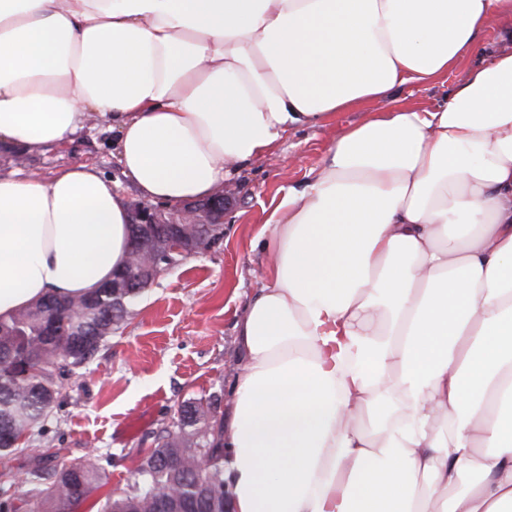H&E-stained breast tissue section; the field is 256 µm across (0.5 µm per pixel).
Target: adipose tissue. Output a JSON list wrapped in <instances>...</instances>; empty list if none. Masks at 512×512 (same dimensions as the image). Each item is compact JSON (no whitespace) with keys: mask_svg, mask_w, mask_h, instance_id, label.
<instances>
[{"mask_svg":"<svg viewBox=\"0 0 512 512\" xmlns=\"http://www.w3.org/2000/svg\"><path fill=\"white\" fill-rule=\"evenodd\" d=\"M501 20L512 0H0V144L111 123L123 174L169 207L373 106L258 237L235 512H512V51L434 109L390 105ZM130 241L96 166L0 175V319L92 293Z\"/></svg>","mask_w":512,"mask_h":512,"instance_id":"ef3b65f1","label":"adipose tissue"}]
</instances>
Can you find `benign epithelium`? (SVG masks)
<instances>
[{
	"label": "benign epithelium",
	"mask_w": 512,
	"mask_h": 512,
	"mask_svg": "<svg viewBox=\"0 0 512 512\" xmlns=\"http://www.w3.org/2000/svg\"><path fill=\"white\" fill-rule=\"evenodd\" d=\"M230 202L231 194L221 188L213 196L187 205L171 220L164 219L157 209L141 203L132 204L133 250L127 267L112 277L114 292L127 295L142 292L174 262L173 255L207 249L205 229L223 219ZM175 224L196 225V242L192 244L179 234L157 238L158 233Z\"/></svg>",
	"instance_id": "1"
}]
</instances>
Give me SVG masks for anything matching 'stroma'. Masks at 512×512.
Instances as JSON below:
<instances>
[{
    "label": "stroma",
    "instance_id": "stroma-1",
    "mask_svg": "<svg viewBox=\"0 0 512 512\" xmlns=\"http://www.w3.org/2000/svg\"><path fill=\"white\" fill-rule=\"evenodd\" d=\"M475 63L467 57L444 85H412L394 103L435 106L445 87L460 82ZM368 116L367 107L337 113L323 126L294 130L274 153L246 165L231 181L235 200L224 212V237L207 250L179 256L131 305L90 362L67 377L62 395L45 421V454L92 459L108 483L75 512H100L105 495L128 491L141 459L155 438L172 427L176 409L201 396L227 406L236 355L234 324L253 288L261 283L266 257L254 249L255 235L288 187L305 182L328 148ZM117 134L89 121L72 142L31 150L0 147V173L13 170L50 175L72 163L97 166L128 203L139 196L122 173ZM34 463L27 453L0 455V512H27L25 490Z\"/></svg>",
    "mask_w": 512,
    "mask_h": 512
}]
</instances>
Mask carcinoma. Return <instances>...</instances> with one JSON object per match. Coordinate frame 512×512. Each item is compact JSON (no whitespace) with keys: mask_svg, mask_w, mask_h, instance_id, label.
Masks as SVG:
<instances>
[{"mask_svg":"<svg viewBox=\"0 0 512 512\" xmlns=\"http://www.w3.org/2000/svg\"><path fill=\"white\" fill-rule=\"evenodd\" d=\"M136 296L112 297V282L94 293L54 299L49 330L43 299L0 321V454L29 449L13 443L41 431L64 380L93 358L125 323ZM175 433L163 430L125 494L104 499L101 512H224V415L209 397L183 402ZM107 483L106 473L80 458H57L30 472L28 512H74Z\"/></svg>","mask_w":512,"mask_h":512,"instance_id":"cac0c4a2","label":"carcinoma"}]
</instances>
